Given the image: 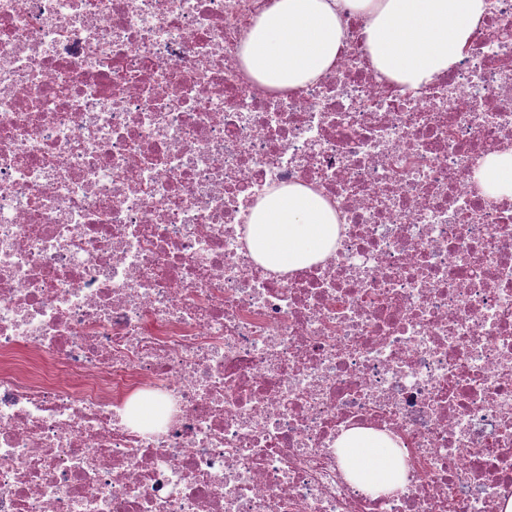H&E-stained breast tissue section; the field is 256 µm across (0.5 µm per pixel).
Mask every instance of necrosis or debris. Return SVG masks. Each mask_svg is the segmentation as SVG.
<instances>
[{
	"mask_svg": "<svg viewBox=\"0 0 512 512\" xmlns=\"http://www.w3.org/2000/svg\"><path fill=\"white\" fill-rule=\"evenodd\" d=\"M271 0H0V512H505L512 0L400 91L343 12L291 93L239 47ZM312 185L335 248L257 264L250 206ZM66 372L74 381H58ZM405 465L359 488L336 439ZM483 187L497 195L512 196V153H495L486 158L479 172ZM388 442L386 436L362 428L350 429L336 440V448L346 461L350 478L361 487L389 490L404 482L401 461L385 450L396 446H388Z\"/></svg>",
	"mask_w": 512,
	"mask_h": 512,
	"instance_id": "obj_1",
	"label": "necrosis or debris"
}]
</instances>
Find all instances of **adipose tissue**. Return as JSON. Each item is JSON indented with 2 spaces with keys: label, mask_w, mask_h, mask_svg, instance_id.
<instances>
[{
  "label": "adipose tissue",
  "mask_w": 512,
  "mask_h": 512,
  "mask_svg": "<svg viewBox=\"0 0 512 512\" xmlns=\"http://www.w3.org/2000/svg\"><path fill=\"white\" fill-rule=\"evenodd\" d=\"M366 20L373 68L403 88L427 84L462 57L480 28L484 0H272L241 45L246 72L279 91L316 81L331 69L346 41L340 12ZM336 211L309 185L274 189L250 209L247 245L274 272H291L327 256L336 242ZM350 478L389 490L403 483L401 461L387 453L386 436L362 428L336 441Z\"/></svg>",
  "instance_id": "obj_1"
}]
</instances>
